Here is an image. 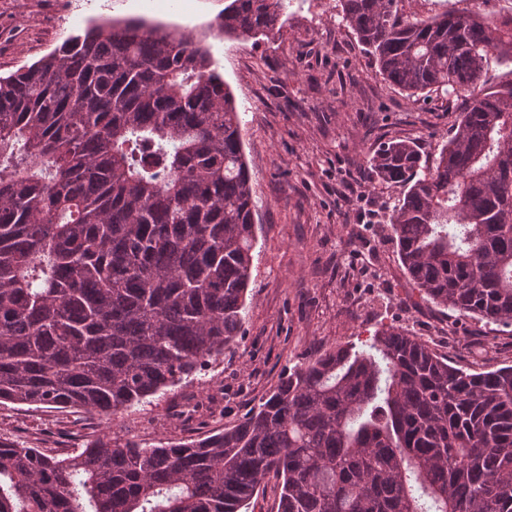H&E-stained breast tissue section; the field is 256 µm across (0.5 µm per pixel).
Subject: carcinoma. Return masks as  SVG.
I'll return each mask as SVG.
<instances>
[{
	"label": "carcinoma",
	"instance_id": "cac0c4a2",
	"mask_svg": "<svg viewBox=\"0 0 512 512\" xmlns=\"http://www.w3.org/2000/svg\"><path fill=\"white\" fill-rule=\"evenodd\" d=\"M287 0H227L220 33L277 28ZM379 73L458 119L434 166L383 143L373 177L403 266L436 304L512 324V28L472 10L403 16L339 0ZM254 192L210 50L103 21L0 77V404L111 416L201 371L243 322ZM512 512V365L469 371L382 323L281 376L237 424L71 453L0 437V512ZM277 480L268 476L247 505L248 512H277Z\"/></svg>",
	"mask_w": 512,
	"mask_h": 512
}]
</instances>
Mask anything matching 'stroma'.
Here are the masks:
<instances>
[{"instance_id": "stroma-1", "label": "stroma", "mask_w": 512, "mask_h": 512, "mask_svg": "<svg viewBox=\"0 0 512 512\" xmlns=\"http://www.w3.org/2000/svg\"><path fill=\"white\" fill-rule=\"evenodd\" d=\"M223 8L224 0H0L1 77L92 21L142 16L208 44L240 113L257 234L243 334L201 372L111 422L0 405V436L59 452L108 429L151 446L202 438L238 422L283 373L360 345L380 322L464 368L512 365V326L438 306L409 280L386 212L406 188L368 179L369 155L390 139L416 141L433 164L456 119L452 103L386 81L338 0H288L280 30L249 40L217 36Z\"/></svg>"}]
</instances>
